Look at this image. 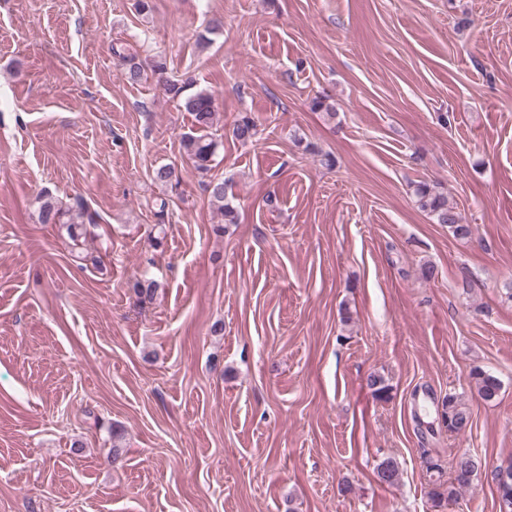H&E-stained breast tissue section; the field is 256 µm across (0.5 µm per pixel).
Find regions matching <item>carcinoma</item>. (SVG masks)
Wrapping results in <instances>:
<instances>
[{
	"instance_id": "obj_1",
	"label": "carcinoma",
	"mask_w": 512,
	"mask_h": 512,
	"mask_svg": "<svg viewBox=\"0 0 512 512\" xmlns=\"http://www.w3.org/2000/svg\"><path fill=\"white\" fill-rule=\"evenodd\" d=\"M120 64L125 68V76L132 84L144 79L141 65L135 62V56L115 52ZM166 90L176 99L181 110L192 116V128L184 134L181 141L183 155L191 162L193 169L201 179L203 190L211 200L219 204L224 212V223L214 226L215 234L224 233V225L237 221L235 208L226 200V181L211 175L213 157L219 147L212 137L210 129L214 125L215 106L212 94L206 89L195 88V80L187 76L179 80L166 82ZM232 137L247 144L258 135L257 124L248 115L240 117L234 124ZM153 180L170 189H177L180 184L179 176L174 167L163 165L153 171ZM414 196L420 209L431 215L437 224H446L458 236L470 234V226L461 222L457 207L448 201V196L440 192L436 186L427 182L415 186ZM39 208L38 218L42 224H60L66 228L68 239L73 245L82 244V239L90 234L89 226L94 223L84 200L74 199L72 205L62 207L55 202L47 191H42L37 197ZM470 387L477 395L489 402L498 396L501 389L500 380L492 373L476 367L469 374ZM448 409V431L464 433L471 426V415L461 403L459 396L448 394L445 404ZM453 478L446 483H437L430 491L434 506L453 501L456 498V487L467 486L473 477L481 470V461L466 453L455 456L450 462ZM399 468L392 460L383 461L378 467V477L381 482L393 485L398 480ZM493 479L497 484L499 512H512V461L496 467Z\"/></svg>"
}]
</instances>
